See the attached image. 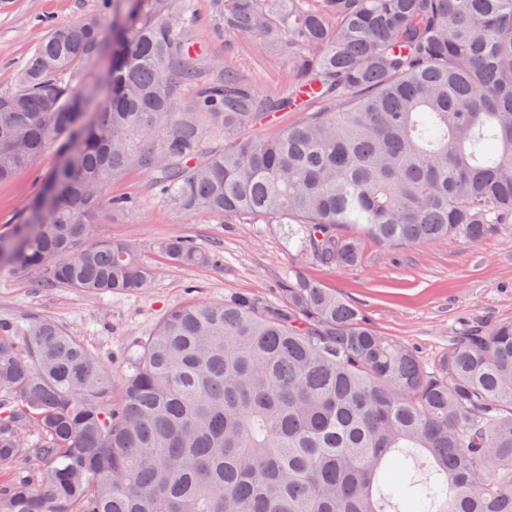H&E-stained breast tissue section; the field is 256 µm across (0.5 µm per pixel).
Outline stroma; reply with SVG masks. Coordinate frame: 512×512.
Wrapping results in <instances>:
<instances>
[{"mask_svg": "<svg viewBox=\"0 0 512 512\" xmlns=\"http://www.w3.org/2000/svg\"><path fill=\"white\" fill-rule=\"evenodd\" d=\"M191 3L195 20L185 36L203 63L216 70L231 66L263 94L288 87L293 72L286 57L225 29L212 0ZM114 5L109 11L104 0H0V92L15 88L17 72L47 24L98 14L109 33L125 11L124 0ZM61 161L56 150H45L13 179L0 182L1 236L22 221ZM154 180L153 173L135 165L111 179L106 197L131 196L138 205L123 214L102 206L93 226L94 239L137 245L139 262L155 272L147 288L102 299L72 288H39L35 274L5 269L0 271V319L56 322L116 379L127 369L132 345L151 336L171 307L242 295L279 305L283 278L297 264L309 279L359 305L380 335L412 347L426 363L437 359L459 328L512 321V224L475 243L434 240L391 250L367 239L357 266L332 269L302 260L280 225L228 224L207 212L172 209L155 194ZM185 236L217 254L219 264L177 265L160 251L159 242Z\"/></svg>", "mask_w": 512, "mask_h": 512, "instance_id": "1", "label": "stroma"}]
</instances>
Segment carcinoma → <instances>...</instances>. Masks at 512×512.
I'll return each instance as SVG.
<instances>
[{
    "mask_svg": "<svg viewBox=\"0 0 512 512\" xmlns=\"http://www.w3.org/2000/svg\"><path fill=\"white\" fill-rule=\"evenodd\" d=\"M213 6L287 57L288 89L204 74L190 0H127L110 42L96 14L50 26L0 93V181L51 145L75 158L0 237V265L143 290L154 271L136 245L87 243L131 164L180 210L288 225L328 268L357 265L364 238L472 243L512 224V0ZM103 61L74 85L76 65ZM303 89L312 111L249 134ZM160 248L215 261L189 238ZM281 293L278 308H170L116 382L57 323L0 320V462L29 453L48 471L0 487V512H512V322L465 328L426 364L298 266Z\"/></svg>",
    "mask_w": 512,
    "mask_h": 512,
    "instance_id": "carcinoma-1",
    "label": "carcinoma"
}]
</instances>
